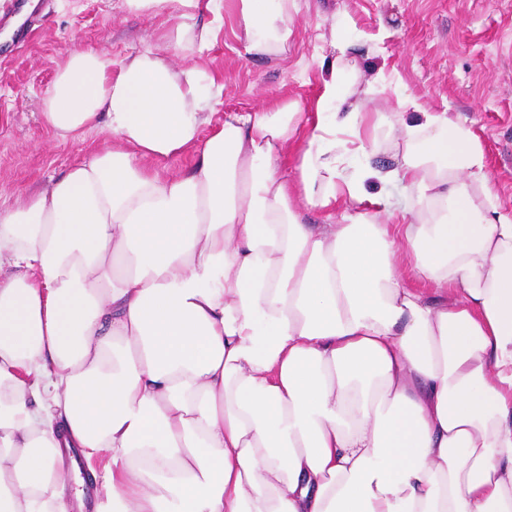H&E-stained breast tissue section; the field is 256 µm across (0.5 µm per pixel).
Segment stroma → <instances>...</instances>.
Masks as SVG:
<instances>
[{"label": "stroma", "mask_w": 512, "mask_h": 512, "mask_svg": "<svg viewBox=\"0 0 512 512\" xmlns=\"http://www.w3.org/2000/svg\"><path fill=\"white\" fill-rule=\"evenodd\" d=\"M0 0V205L33 195L92 150L111 143L102 128L83 141L56 136L41 118L56 67L73 46L100 49L113 66L163 48L164 14L127 10L122 0ZM356 23L361 67H383L409 94L468 118L484 146L492 184L512 210V0H297L296 37L283 58L246 56L233 29V0H222L218 42L200 56L174 54L221 76L218 112L273 97L308 105L318 88V54L329 15Z\"/></svg>", "instance_id": "obj_1"}]
</instances>
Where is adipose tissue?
I'll list each match as a JSON object with an SVG mask.
<instances>
[{
	"label": "adipose tissue",
	"instance_id": "obj_1",
	"mask_svg": "<svg viewBox=\"0 0 512 512\" xmlns=\"http://www.w3.org/2000/svg\"><path fill=\"white\" fill-rule=\"evenodd\" d=\"M125 4L164 48H72L43 100L111 146L0 207V512H70L80 455L100 512H512V212L472 126L353 61L343 10L308 111L214 124L171 57L216 42L202 0ZM295 9L233 0L246 54Z\"/></svg>",
	"mask_w": 512,
	"mask_h": 512
}]
</instances>
